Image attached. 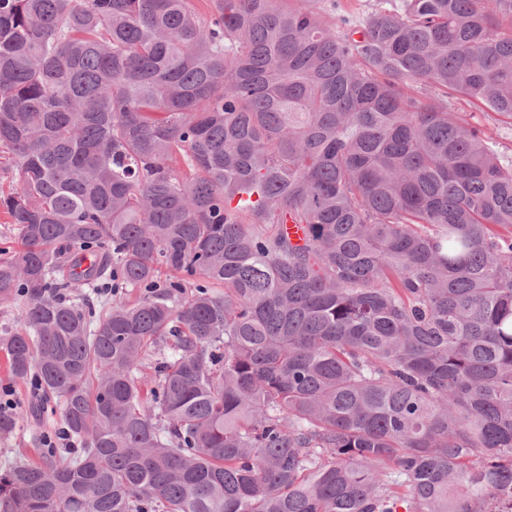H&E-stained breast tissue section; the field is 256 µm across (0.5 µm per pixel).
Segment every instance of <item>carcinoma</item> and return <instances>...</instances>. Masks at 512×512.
I'll return each mask as SVG.
<instances>
[{
    "mask_svg": "<svg viewBox=\"0 0 512 512\" xmlns=\"http://www.w3.org/2000/svg\"><path fill=\"white\" fill-rule=\"evenodd\" d=\"M299 2L0 0V512H512V0ZM456 106L474 113V120L487 128L488 134L497 143L501 151L512 153V130L497 123L489 112H483L469 107L464 101H456ZM489 113V114H488ZM23 324L22 302L19 297L0 302V329L19 328ZM30 379L25 381H16L12 379L8 372L6 371L4 367V361L3 358L1 359V353H0V392L1 389H9L13 393V398L15 399L17 403V408L15 410H18L22 407V409L19 411L21 412L25 405L34 397L35 391L34 387L32 385H29ZM43 431L45 430L41 423L38 424L31 418L22 416L17 432L8 440L0 441V468H3L8 461L16 456L19 448H42L35 447V441Z\"/></svg>",
    "mask_w": 512,
    "mask_h": 512,
    "instance_id": "cac0c4a2",
    "label": "carcinoma"
}]
</instances>
